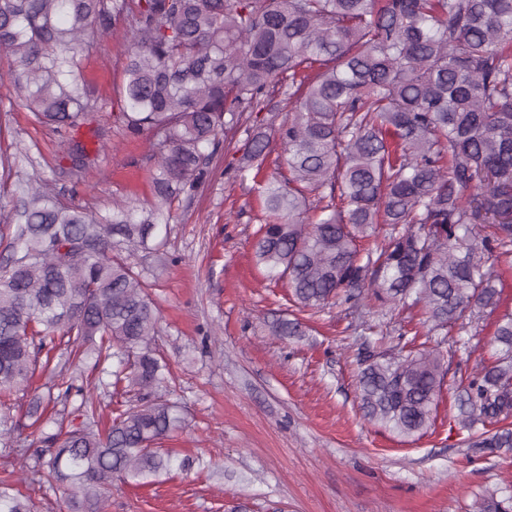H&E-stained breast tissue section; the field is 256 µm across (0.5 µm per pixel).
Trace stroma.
<instances>
[{
    "label": "stroma",
    "instance_id": "stroma-1",
    "mask_svg": "<svg viewBox=\"0 0 512 512\" xmlns=\"http://www.w3.org/2000/svg\"><path fill=\"white\" fill-rule=\"evenodd\" d=\"M125 45L120 19L86 47L83 74L98 110L72 132L37 123L0 62V158L11 169L0 213L13 206L14 181L29 177L103 213L117 200L152 201L149 137H129L117 120ZM255 123L220 142L206 182L173 203L163 253L135 259L160 310L154 345L170 365L162 393L185 427L161 442L177 468L115 484L106 512H472L486 493H512V451L469 448L483 427H464L458 415L463 377L497 349V315L456 353L423 435L405 439L365 419L357 352L366 324L381 325L389 348L419 317L368 306L302 312L285 282L265 278L252 256L261 203L238 170ZM71 139L89 156L79 174L63 156ZM285 317L299 320L301 335H275Z\"/></svg>",
    "mask_w": 512,
    "mask_h": 512
}]
</instances>
